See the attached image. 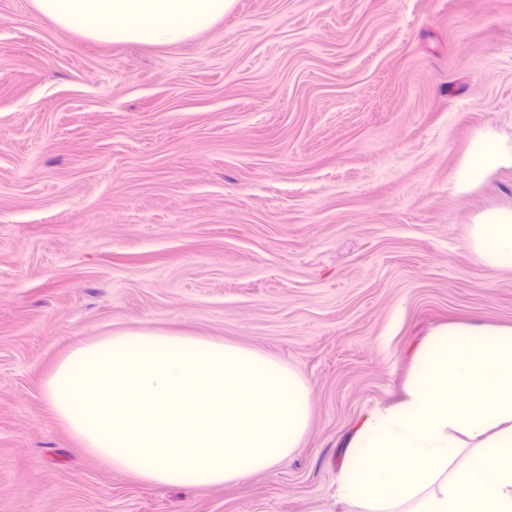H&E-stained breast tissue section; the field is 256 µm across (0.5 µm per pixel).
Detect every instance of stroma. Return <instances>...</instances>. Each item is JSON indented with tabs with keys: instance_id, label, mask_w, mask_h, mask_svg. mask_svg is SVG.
<instances>
[{
	"instance_id": "stroma-1",
	"label": "stroma",
	"mask_w": 512,
	"mask_h": 512,
	"mask_svg": "<svg viewBox=\"0 0 512 512\" xmlns=\"http://www.w3.org/2000/svg\"><path fill=\"white\" fill-rule=\"evenodd\" d=\"M512 0H233L182 44L67 32L0 0V512H341L362 418L423 339L512 325L467 244L512 166ZM151 325L255 350L311 386L285 465L170 488L103 467L45 382ZM512 165V153L503 152L497 142L486 136L478 137L457 174L464 183H477L493 168Z\"/></svg>"
}]
</instances>
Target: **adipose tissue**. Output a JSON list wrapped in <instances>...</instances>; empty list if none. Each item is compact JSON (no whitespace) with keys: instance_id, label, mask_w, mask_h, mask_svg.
<instances>
[{"instance_id":"adipose-tissue-1","label":"adipose tissue","mask_w":512,"mask_h":512,"mask_svg":"<svg viewBox=\"0 0 512 512\" xmlns=\"http://www.w3.org/2000/svg\"><path fill=\"white\" fill-rule=\"evenodd\" d=\"M231 0H32L57 27L104 43L178 45L223 19ZM512 165L478 137L457 174L476 183ZM469 247L512 271V210L472 225ZM343 512H512V325L451 322L412 356L401 397L366 415L336 475Z\"/></svg>"}]
</instances>
